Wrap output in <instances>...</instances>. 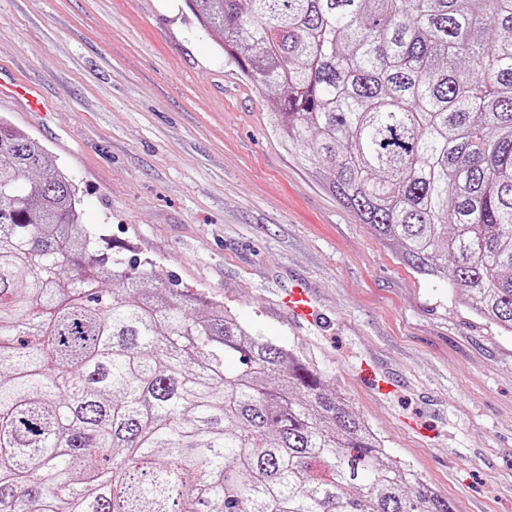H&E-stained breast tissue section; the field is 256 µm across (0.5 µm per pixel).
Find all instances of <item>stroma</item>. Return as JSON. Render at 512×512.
I'll use <instances>...</instances> for the list:
<instances>
[{
  "label": "stroma",
  "instance_id": "35a3bbf8",
  "mask_svg": "<svg viewBox=\"0 0 512 512\" xmlns=\"http://www.w3.org/2000/svg\"><path fill=\"white\" fill-rule=\"evenodd\" d=\"M184 0H0V101L99 253L228 306L318 370L453 512H512V337L404 265L293 158ZM312 289L313 320L288 289ZM288 313L297 319H306L316 312V303L308 288H290L282 300Z\"/></svg>",
  "mask_w": 512,
  "mask_h": 512
}]
</instances>
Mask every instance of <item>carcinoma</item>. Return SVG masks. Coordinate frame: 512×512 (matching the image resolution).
<instances>
[{
  "instance_id": "obj_1",
  "label": "carcinoma",
  "mask_w": 512,
  "mask_h": 512,
  "mask_svg": "<svg viewBox=\"0 0 512 512\" xmlns=\"http://www.w3.org/2000/svg\"><path fill=\"white\" fill-rule=\"evenodd\" d=\"M297 162L512 336V0H186ZM0 119V512H452L290 349L119 253Z\"/></svg>"
}]
</instances>
